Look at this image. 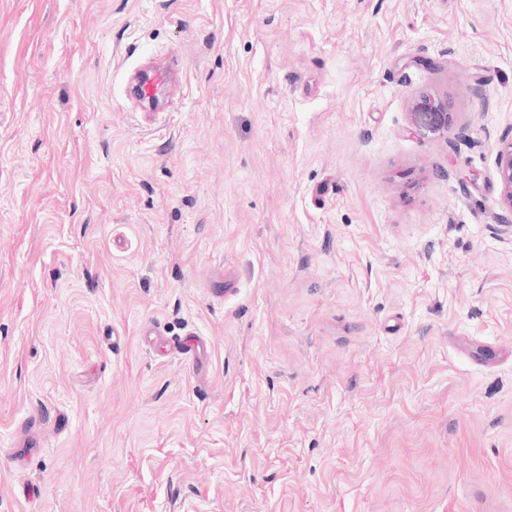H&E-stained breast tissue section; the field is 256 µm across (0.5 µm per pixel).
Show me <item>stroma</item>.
I'll list each match as a JSON object with an SVG mask.
<instances>
[{
	"label": "stroma",
	"instance_id": "obj_1",
	"mask_svg": "<svg viewBox=\"0 0 512 512\" xmlns=\"http://www.w3.org/2000/svg\"><path fill=\"white\" fill-rule=\"evenodd\" d=\"M511 137L512 0H0V512H512ZM173 74L167 68L144 70L135 79L134 93L143 103L153 106L159 101V95L172 83ZM496 170L504 195L512 207V139L504 141L496 152ZM170 346L173 351L186 358L197 371L201 368V358L205 348L204 343L198 337L174 339Z\"/></svg>",
	"mask_w": 512,
	"mask_h": 512
}]
</instances>
